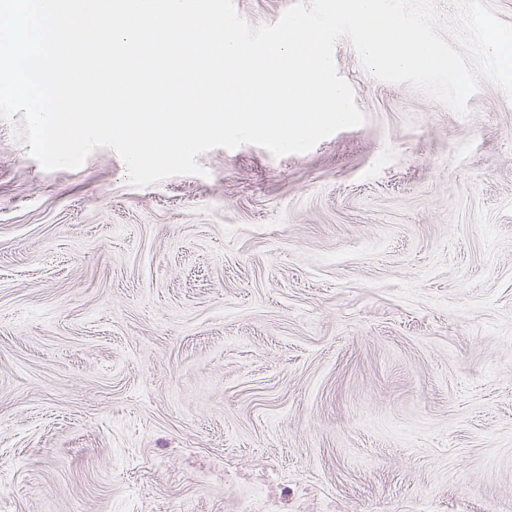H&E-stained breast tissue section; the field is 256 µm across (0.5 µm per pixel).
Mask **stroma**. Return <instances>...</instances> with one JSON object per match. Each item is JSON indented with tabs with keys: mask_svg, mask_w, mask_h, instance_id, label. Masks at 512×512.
I'll list each match as a JSON object with an SVG mask.
<instances>
[{
	"mask_svg": "<svg viewBox=\"0 0 512 512\" xmlns=\"http://www.w3.org/2000/svg\"><path fill=\"white\" fill-rule=\"evenodd\" d=\"M334 59L362 125L143 188L0 118V512H512V100Z\"/></svg>",
	"mask_w": 512,
	"mask_h": 512,
	"instance_id": "35a3bbf8",
	"label": "stroma"
}]
</instances>
